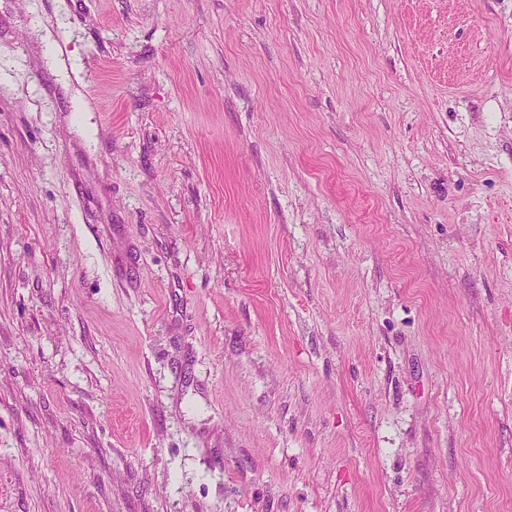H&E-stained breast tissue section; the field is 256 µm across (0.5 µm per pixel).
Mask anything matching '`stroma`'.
<instances>
[{
    "mask_svg": "<svg viewBox=\"0 0 512 512\" xmlns=\"http://www.w3.org/2000/svg\"><path fill=\"white\" fill-rule=\"evenodd\" d=\"M64 2L0 0V512H512V0Z\"/></svg>",
    "mask_w": 512,
    "mask_h": 512,
    "instance_id": "stroma-1",
    "label": "stroma"
}]
</instances>
